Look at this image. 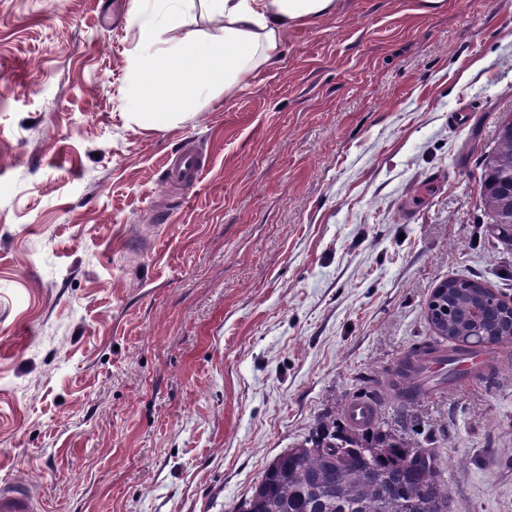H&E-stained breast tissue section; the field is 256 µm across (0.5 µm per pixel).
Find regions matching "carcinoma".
<instances>
[{"label": "carcinoma", "instance_id": "1", "mask_svg": "<svg viewBox=\"0 0 512 512\" xmlns=\"http://www.w3.org/2000/svg\"><path fill=\"white\" fill-rule=\"evenodd\" d=\"M480 169L483 217L496 242L512 250V126L499 124ZM444 285L448 293L427 304L436 338L406 355L408 372L442 340L453 343L452 356L512 337V309L500 293L478 279ZM240 512H451V502L433 449L377 417L355 427L336 424L332 414L265 468Z\"/></svg>", "mask_w": 512, "mask_h": 512}]
</instances>
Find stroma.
<instances>
[{"mask_svg":"<svg viewBox=\"0 0 512 512\" xmlns=\"http://www.w3.org/2000/svg\"><path fill=\"white\" fill-rule=\"evenodd\" d=\"M128 3L0 0V482L51 512H236L432 338L442 281L512 298L478 195L512 0H338L164 131L128 116ZM189 143L184 196L163 160ZM378 415L433 436L454 512H512V366ZM206 166V160L195 149L186 148L164 160L167 183L179 191L193 187L201 180Z\"/></svg>","mask_w":512,"mask_h":512,"instance_id":"1","label":"stroma"}]
</instances>
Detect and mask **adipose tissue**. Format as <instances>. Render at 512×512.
I'll return each instance as SVG.
<instances>
[{
    "label": "adipose tissue",
    "instance_id": "1",
    "mask_svg": "<svg viewBox=\"0 0 512 512\" xmlns=\"http://www.w3.org/2000/svg\"><path fill=\"white\" fill-rule=\"evenodd\" d=\"M337 0H130L128 21L150 49L151 74L132 84L130 119L164 130L185 107L231 96L278 63L288 31L334 15ZM219 18L216 33L186 32L196 11Z\"/></svg>",
    "mask_w": 512,
    "mask_h": 512
}]
</instances>
